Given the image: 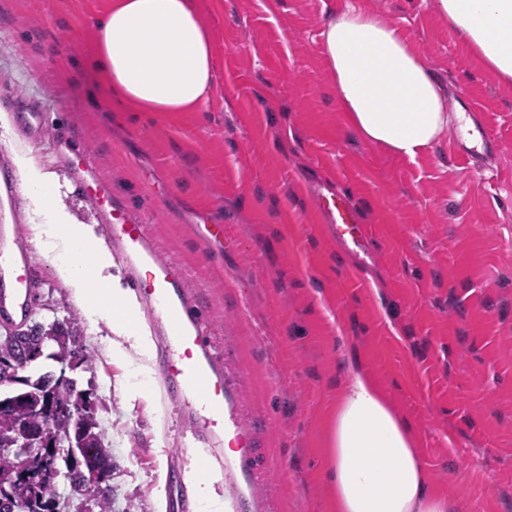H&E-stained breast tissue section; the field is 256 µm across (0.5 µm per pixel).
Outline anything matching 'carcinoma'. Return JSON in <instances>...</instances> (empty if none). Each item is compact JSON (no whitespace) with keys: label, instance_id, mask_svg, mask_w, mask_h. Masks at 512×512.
<instances>
[{"label":"carcinoma","instance_id":"obj_1","mask_svg":"<svg viewBox=\"0 0 512 512\" xmlns=\"http://www.w3.org/2000/svg\"><path fill=\"white\" fill-rule=\"evenodd\" d=\"M78 335L79 323L72 317L63 323H36L26 330L7 329L0 336V385H18L0 395V474L15 475L17 463L10 451L11 438L16 424L27 416L26 399L41 398L53 409L51 415L33 419L47 436L61 442L72 435L69 414L84 399L85 391L71 378L59 384L53 381L55 374L52 372L33 379L17 375V369L41 357L65 365L72 355L71 343ZM82 447L90 452V458L112 470V450L93 414L89 417V432L83 437ZM56 466L63 471L74 493L94 502L98 512H111L109 495L84 481L78 462L59 457ZM0 512H59L56 484L42 487L37 498L14 497L0 487Z\"/></svg>","mask_w":512,"mask_h":512}]
</instances>
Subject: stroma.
<instances>
[{"instance_id": "1", "label": "stroma", "mask_w": 512, "mask_h": 512, "mask_svg": "<svg viewBox=\"0 0 512 512\" xmlns=\"http://www.w3.org/2000/svg\"><path fill=\"white\" fill-rule=\"evenodd\" d=\"M434 0H198L215 49L195 112H125L83 65L112 0H0V225L13 224L34 282L31 322L76 316L68 372L88 390L112 448V512H167L178 480L218 474L242 512H333L322 436L356 357L414 428L433 488L459 512H512V85L482 69ZM378 14L424 56L458 111L500 140L472 175L443 134L416 159L361 140L341 112L321 48L332 13ZM51 113L95 156L115 198L148 224L153 250L183 273L228 393L224 436L247 452L205 460L157 366L165 342L149 308L150 357H108L112 318L86 316L43 254L47 216L27 195L32 166L71 222L105 239L64 153L18 126L16 103ZM344 192L374 252L351 273L317 197ZM224 233L206 240L203 225Z\"/></svg>"}]
</instances>
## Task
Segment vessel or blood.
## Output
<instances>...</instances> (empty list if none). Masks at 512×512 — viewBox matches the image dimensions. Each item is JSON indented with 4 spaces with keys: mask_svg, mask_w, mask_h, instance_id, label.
<instances>
[{
    "mask_svg": "<svg viewBox=\"0 0 512 512\" xmlns=\"http://www.w3.org/2000/svg\"><path fill=\"white\" fill-rule=\"evenodd\" d=\"M56 135L69 147L68 163L82 176V193L106 217L109 234L133 271L139 296L167 328L168 350L159 363L160 374L171 394L182 399L194 441L223 438L224 376L207 348L204 327L190 310L180 270L151 249L143 220L116 201L110 184L97 176L91 154L71 147L67 131L57 130ZM457 149L470 162L471 172L479 174L486 160L497 152L498 139L492 129L484 126L479 130L477 145L470 147L461 142ZM319 204L337 241L358 257L371 256L368 238L345 195L320 197ZM9 240L8 229L0 226V253L5 256L0 262V319L22 323L33 311L32 281L25 257L7 254Z\"/></svg>",
    "mask_w": 512,
    "mask_h": 512,
    "instance_id": "vessel-or-blood-1",
    "label": "vessel or blood"
}]
</instances>
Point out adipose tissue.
Wrapping results in <instances>:
<instances>
[{
	"instance_id": "1",
	"label": "adipose tissue",
	"mask_w": 512,
	"mask_h": 512,
	"mask_svg": "<svg viewBox=\"0 0 512 512\" xmlns=\"http://www.w3.org/2000/svg\"><path fill=\"white\" fill-rule=\"evenodd\" d=\"M463 45L500 83L512 85V0H436ZM86 63L106 78L115 106L131 112H193L214 76V47L197 0H113L94 21ZM336 101L368 143L416 158L447 130L451 116L428 62L378 16L347 11L322 32ZM25 188L48 221L39 231L60 277L91 319L113 310L115 331L150 356L136 328L138 306L112 276V259L91 226L70 223L44 182ZM325 436L335 512H456L452 495L431 490L409 419L375 381L349 366Z\"/></svg>"
}]
</instances>
